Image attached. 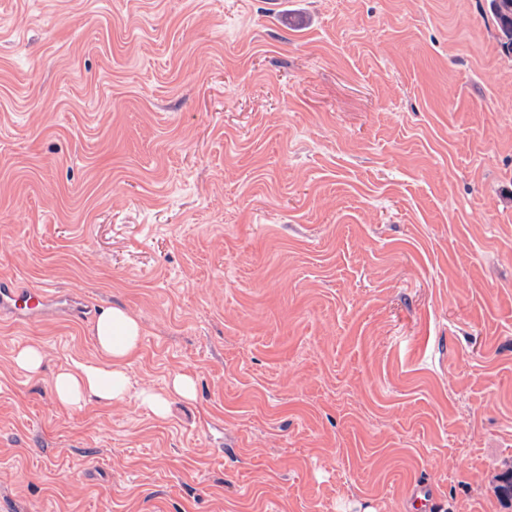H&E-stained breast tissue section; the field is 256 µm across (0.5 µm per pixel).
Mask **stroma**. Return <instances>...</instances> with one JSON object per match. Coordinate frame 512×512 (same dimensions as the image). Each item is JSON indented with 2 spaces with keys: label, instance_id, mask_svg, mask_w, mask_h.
Here are the masks:
<instances>
[{
  "label": "stroma",
  "instance_id": "35a3bbf8",
  "mask_svg": "<svg viewBox=\"0 0 512 512\" xmlns=\"http://www.w3.org/2000/svg\"><path fill=\"white\" fill-rule=\"evenodd\" d=\"M485 10L0 0V278L82 308L0 323V512H414L420 482L433 512H512V56ZM112 306L166 418L54 397ZM44 357L42 346L33 342L20 348L13 357V362L18 368L24 369L30 374H37L43 365Z\"/></svg>",
  "mask_w": 512,
  "mask_h": 512
}]
</instances>
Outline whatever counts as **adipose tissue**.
I'll use <instances>...</instances> for the list:
<instances>
[{
	"mask_svg": "<svg viewBox=\"0 0 512 512\" xmlns=\"http://www.w3.org/2000/svg\"><path fill=\"white\" fill-rule=\"evenodd\" d=\"M92 336L96 358L73 362L53 378V393L65 408L92 401L111 405L125 401L131 393L129 367L140 346V323L124 308L114 306L99 314Z\"/></svg>",
	"mask_w": 512,
	"mask_h": 512,
	"instance_id": "obj_1",
	"label": "adipose tissue"
}]
</instances>
